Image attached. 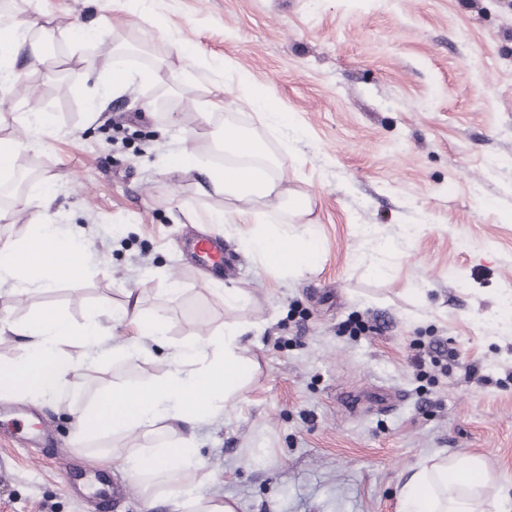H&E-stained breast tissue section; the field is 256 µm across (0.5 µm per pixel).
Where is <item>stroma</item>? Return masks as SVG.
Instances as JSON below:
<instances>
[{"mask_svg": "<svg viewBox=\"0 0 512 512\" xmlns=\"http://www.w3.org/2000/svg\"><path fill=\"white\" fill-rule=\"evenodd\" d=\"M15 14L50 18L65 51L38 71L27 50L14 56L33 92H0V126L49 116L27 194L49 185L51 222L88 241L94 267L2 293L0 308L17 324L51 308L82 326L102 300L134 303L165 321L168 343L103 357L82 391L21 399L27 418L0 400V512H96L63 480L89 463L125 489L115 512H180L162 485L147 506L108 439L85 442L70 411L98 386L160 376L169 346L231 320L249 328L254 369L223 419L195 430L198 462L178 482L196 495L237 512H398L405 476L440 454L482 457L481 497L512 499V319L495 317L512 291V0H19ZM102 16L138 45L131 69L161 64L174 79L113 93L105 44L66 28ZM218 87L224 110L202 127ZM226 122L263 139L274 176L310 199L321 252L301 275L267 269L231 234L236 269L220 281L182 249L224 199L167 160ZM228 288L253 304L225 308Z\"/></svg>", "mask_w": 512, "mask_h": 512, "instance_id": "1", "label": "stroma"}]
</instances>
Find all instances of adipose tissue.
Segmentation results:
<instances>
[{"instance_id":"1","label":"adipose tissue","mask_w":512,"mask_h":512,"mask_svg":"<svg viewBox=\"0 0 512 512\" xmlns=\"http://www.w3.org/2000/svg\"><path fill=\"white\" fill-rule=\"evenodd\" d=\"M37 21L20 18L7 25V39L0 40V71L7 68L12 54L29 44L32 68L44 65L46 57L31 31ZM225 151L238 159L236 166L208 167L196 148H183L167 162V170L183 176L207 169L210 188L225 199L239 202L235 213L219 210L209 214L211 224L224 225L230 216L247 218L248 205L256 203L288 204L302 225L271 224L266 229H249L239 234L245 251L271 269L297 274L313 265L320 243L312 223L308 200L283 186L266 171L271 157L265 142L252 138L250 146L238 144L234 126H225L220 135ZM42 145L39 130L31 123H20L16 132L0 138V173L18 177L16 161L22 152ZM53 198L41 192L33 205L29 225L30 238L22 243L0 242V288L21 295L47 289L58 281L70 279L63 265L74 258L80 273H88L87 248L63 234L60 225L48 220ZM132 334L113 342L111 328L91 322L76 328L55 312H42L23 326H15L8 310L0 311V335L19 331L27 340V354L18 361L0 360V399L27 395H48L78 389L97 358L110 354L134 359L145 353L148 344L165 342L162 320L146 319L138 310L122 314ZM78 354H71V347ZM244 330L235 322L224 325L222 335L200 336L172 347L161 377L141 383H115L101 388L87 403L74 410L81 437L95 441L110 440L112 459L123 465L138 487L148 479H169L196 460L192 430L201 422L222 417L230 399L240 390L251 371ZM156 435L150 447L130 451L128 437ZM487 468L481 457L471 455L448 458L436 455L419 463L400 489V512H506V503L495 500L485 508L478 496Z\"/></svg>"}]
</instances>
